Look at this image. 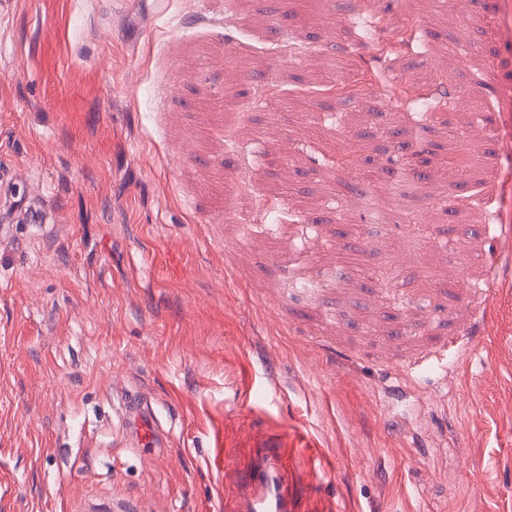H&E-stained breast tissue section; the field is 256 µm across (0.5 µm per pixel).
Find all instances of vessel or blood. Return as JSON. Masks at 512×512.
Masks as SVG:
<instances>
[{
  "instance_id": "obj_1",
  "label": "vessel or blood",
  "mask_w": 512,
  "mask_h": 512,
  "mask_svg": "<svg viewBox=\"0 0 512 512\" xmlns=\"http://www.w3.org/2000/svg\"><path fill=\"white\" fill-rule=\"evenodd\" d=\"M128 417L135 426L136 445L141 454L153 453L157 446L158 417L144 402L133 403ZM288 475V461L280 451L261 452L254 466L241 476L238 492L246 512H292L291 502L283 490Z\"/></svg>"
}]
</instances>
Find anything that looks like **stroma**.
Returning a JSON list of instances; mask_svg holds the SVG:
<instances>
[{
    "mask_svg": "<svg viewBox=\"0 0 512 512\" xmlns=\"http://www.w3.org/2000/svg\"><path fill=\"white\" fill-rule=\"evenodd\" d=\"M394 2L431 35L404 91L457 106L398 116L355 0H0V170L53 215L0 239V512H239L281 444L293 512H512V0ZM355 147L372 181L329 167ZM360 188L388 223L346 214ZM128 418L135 426L136 446L142 455H149L157 447V414L147 403L135 402L129 406Z\"/></svg>",
    "mask_w": 512,
    "mask_h": 512,
    "instance_id": "obj_1",
    "label": "stroma"
}]
</instances>
